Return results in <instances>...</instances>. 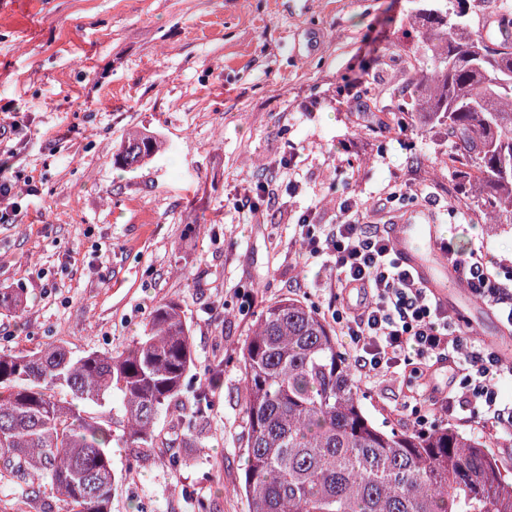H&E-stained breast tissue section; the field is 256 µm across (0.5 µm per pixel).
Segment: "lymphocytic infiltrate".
<instances>
[{"instance_id": "f902f5d3", "label": "lymphocytic infiltrate", "mask_w": 512, "mask_h": 512, "mask_svg": "<svg viewBox=\"0 0 512 512\" xmlns=\"http://www.w3.org/2000/svg\"><path fill=\"white\" fill-rule=\"evenodd\" d=\"M301 253L311 262L327 257L336 271L331 318L349 337L362 377L404 366L424 378L437 364H450L461 381L427 387L429 411L462 424L512 430V405L499 400L497 391L499 380L512 376V366L459 334L455 315L420 285L380 229L346 210L324 237L304 228ZM448 261L474 295L497 306L504 324L512 326V287L498 279L481 250L452 251Z\"/></svg>"}]
</instances>
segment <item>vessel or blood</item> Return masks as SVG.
I'll return each mask as SVG.
<instances>
[{
  "mask_svg": "<svg viewBox=\"0 0 512 512\" xmlns=\"http://www.w3.org/2000/svg\"><path fill=\"white\" fill-rule=\"evenodd\" d=\"M385 231L403 262L413 271L418 281L440 303L459 299L464 305L472 303V290L448 262L443 248L445 234L434 213L424 207H415L398 213L390 219ZM486 345L493 349L505 364H512V331L502 328L486 337Z\"/></svg>",
  "mask_w": 512,
  "mask_h": 512,
  "instance_id": "vessel-or-blood-1",
  "label": "vessel or blood"
}]
</instances>
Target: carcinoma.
Returning <instances> with one entry per match:
<instances>
[{"instance_id":"obj_1","label":"carcinoma","mask_w":512,"mask_h":512,"mask_svg":"<svg viewBox=\"0 0 512 512\" xmlns=\"http://www.w3.org/2000/svg\"><path fill=\"white\" fill-rule=\"evenodd\" d=\"M416 16L426 30L405 50L410 103L399 113L426 132L446 131L451 148L440 163L466 206L512 224V37L488 39L470 0ZM158 147L134 133L115 162L137 168ZM193 364L174 300L156 305L120 351L1 352L0 483L20 489V503L47 484L73 512H112V441L135 462L164 446L157 421L172 408L176 425L188 417L176 401ZM241 379L250 512H512V473L478 439L454 428L377 427L331 326L297 298L263 307Z\"/></svg>"}]
</instances>
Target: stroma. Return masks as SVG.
I'll list each match as a JSON object with an SVG mask.
<instances>
[{"mask_svg": "<svg viewBox=\"0 0 512 512\" xmlns=\"http://www.w3.org/2000/svg\"><path fill=\"white\" fill-rule=\"evenodd\" d=\"M434 0H0V175L30 182L0 222V352L65 344L122 349L152 309L178 301L195 366L180 396L208 408L193 446L170 418L167 447L132 464L112 447V512H249L239 487L246 428L239 360L264 305L328 316L334 271L301 260L298 222L335 223L345 203L380 224L432 209L463 254L512 279V224L474 216L436 164L450 141L390 113L405 104L411 15ZM160 150L115 161L131 131ZM272 185V195L258 186ZM252 193L255 210L236 201ZM254 294L244 304L240 294ZM420 380L359 381L384 430L429 433Z\"/></svg>", "mask_w": 512, "mask_h": 512, "instance_id": "stroma-1", "label": "stroma"}]
</instances>
